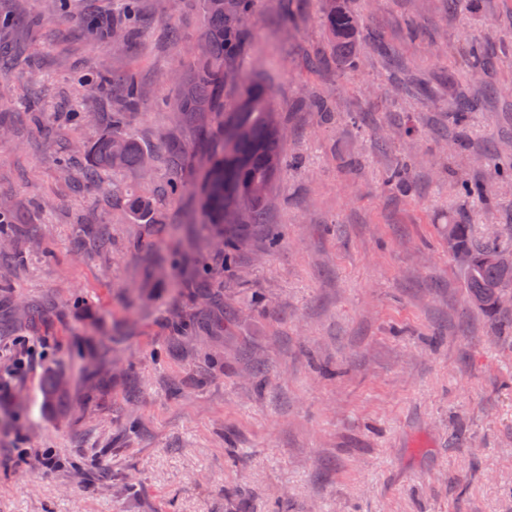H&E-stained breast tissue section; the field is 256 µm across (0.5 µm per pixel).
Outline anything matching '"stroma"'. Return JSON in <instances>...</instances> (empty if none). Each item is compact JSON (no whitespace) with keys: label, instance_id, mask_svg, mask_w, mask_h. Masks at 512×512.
<instances>
[{"label":"stroma","instance_id":"35a3bbf8","mask_svg":"<svg viewBox=\"0 0 512 512\" xmlns=\"http://www.w3.org/2000/svg\"><path fill=\"white\" fill-rule=\"evenodd\" d=\"M28 4L31 29L7 35L22 57L0 74V204L42 236L16 241L28 260L0 315H44L0 336V373L20 340L45 356L0 397V512H512V332L468 305L442 231L512 225V184L485 163L491 148L512 155V0L454 12L447 0H349L351 68L320 22L324 0H257L224 104L238 77L264 72L297 164L271 193L280 243L251 229L231 268L198 233L193 191L159 216L193 250L163 252L155 227L61 172L49 150L62 138L82 150L104 132L112 99L77 78L106 65L139 78L141 145L206 153L170 90L203 27L199 0H143L150 33L126 49L86 36V0L61 16L54 0ZM173 26L189 36L178 49L161 39ZM474 45L492 47L497 65L469 70ZM310 56L323 59L311 73ZM33 86L44 111L66 95L93 121L13 129ZM463 96L473 109L459 134L448 112ZM404 162L407 194L386 183ZM477 177L484 205L457 190ZM102 222L106 248L94 238ZM206 273L233 316L174 339L173 318L205 304L195 283Z\"/></svg>","mask_w":512,"mask_h":512}]
</instances>
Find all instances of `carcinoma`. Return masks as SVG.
<instances>
[{
    "instance_id": "cac0c4a2",
    "label": "carcinoma",
    "mask_w": 512,
    "mask_h": 512,
    "mask_svg": "<svg viewBox=\"0 0 512 512\" xmlns=\"http://www.w3.org/2000/svg\"><path fill=\"white\" fill-rule=\"evenodd\" d=\"M25 0H9L3 17L13 24L22 23L27 12ZM255 0H202L203 26L195 50L181 64L173 104L182 121L217 134L211 150L197 161L196 182L205 223L225 225L227 232L219 234L220 254L226 264L236 263L242 251V238L233 229L245 224H264L272 185L281 171L293 164L283 150V130L276 113L270 108L268 94L253 77L241 79L240 95L232 109L224 111L226 63L241 51L248 21L254 16ZM323 19L334 42L336 55L347 65L357 31V18L346 0L328 7ZM86 28L98 38L119 35L125 44H137L148 33L142 19L140 0H117L112 19L90 15ZM90 92L111 91L117 100L108 119L107 131L84 153L80 179L87 184L102 183V175L112 173V205L126 210L139 224L155 223L161 206L182 196L188 182L182 169L190 154L180 144L164 146V160L171 176L167 181L145 192L134 190L115 179L122 174L144 176L145 166H153L159 156L143 149L130 131L131 116L138 109L139 82L137 74L127 69L102 68L98 75L84 80ZM470 108L457 104L448 111V124L463 128L467 125ZM29 118H47L58 123L81 125L85 112H30ZM388 183L399 192L411 189L407 167L394 168ZM459 193L474 202H485V183L464 180ZM453 251L466 258L463 267L467 300L471 307L512 324V313L499 308L497 294L501 285L512 282V267L497 262V256L512 252V227L492 238L476 239L468 224H448ZM38 232L18 211L0 208V241H12L18 236H33ZM23 262L19 251L0 253V292L11 289L6 272L17 270Z\"/></svg>"
}]
</instances>
